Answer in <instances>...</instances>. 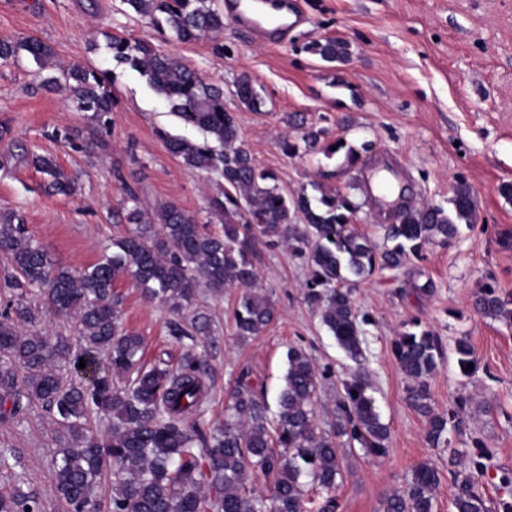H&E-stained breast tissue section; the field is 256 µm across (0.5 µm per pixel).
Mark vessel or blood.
Instances as JSON below:
<instances>
[{"label": "vessel or blood", "instance_id": "vessel-or-blood-1", "mask_svg": "<svg viewBox=\"0 0 512 512\" xmlns=\"http://www.w3.org/2000/svg\"><path fill=\"white\" fill-rule=\"evenodd\" d=\"M226 18L267 45L287 43L308 17L298 0H224Z\"/></svg>", "mask_w": 512, "mask_h": 512}]
</instances>
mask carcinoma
Segmentation results:
<instances>
[{
    "instance_id": "obj_1",
    "label": "carcinoma",
    "mask_w": 512,
    "mask_h": 512,
    "mask_svg": "<svg viewBox=\"0 0 512 512\" xmlns=\"http://www.w3.org/2000/svg\"><path fill=\"white\" fill-rule=\"evenodd\" d=\"M125 3L179 41L224 30V14L208 0ZM107 47L113 59L145 78L170 111L206 134L201 142L164 132L161 137L186 167L224 180L219 203L224 224L219 231L208 230L174 202L143 209L128 186L122 207L112 211V223L127 225L124 233L112 239L111 252L72 271L32 239L21 216L1 211L0 422L19 418L32 404L48 414L56 427L55 488L71 512H339L340 446L357 444L382 457L389 440L368 393L360 326L366 319H358L355 286L375 271L396 270L407 257L421 256L432 242L453 238L458 225L473 221V193L458 185L448 213L424 202L404 203L397 223L387 228L388 244L381 246L352 224L359 206L339 190L313 181L310 194L305 188L292 196L283 193L245 146L235 113L224 108V91L189 63L124 36H112ZM309 50L328 63L350 56L348 44L337 39L315 42ZM22 52L41 67L52 56L36 37L0 42L1 61ZM111 81L108 70L61 68L45 83L70 89L75 110L92 113L106 129L112 123ZM235 94L249 111L262 105L244 74L235 82ZM292 126L302 130L300 137L284 134L278 140L288 157H331L344 148L341 140L330 142L324 130L306 125L302 115ZM33 163L49 176V189L70 192L71 182L53 158L37 156ZM298 212L302 224L294 223ZM262 243L286 244L307 265L305 301L319 309L321 324L355 364L341 382L336 423L328 431L313 422L319 375L312 357L296 346L288 348L275 414H269L252 372L243 368L231 388L224 425L204 424L212 395L204 349L213 344L211 325L202 314L188 319L184 313L200 282L214 294L240 285L246 291L234 309L236 336L261 335L276 316L274 303L257 287ZM124 280L175 315L169 334L182 343L176 363L162 358L151 366L143 363V337L121 322L123 297L115 285ZM34 291L41 306L72 320L70 334L34 329L38 307L28 302ZM474 307L512 323V300L492 286L479 290ZM392 351L410 381V404L427 420V441L434 448L450 444L448 433L463 422L467 402L457 401L446 415L431 407L426 377L441 357L439 338L414 323L392 341ZM455 352L462 368L473 362L468 337L456 339ZM93 415L106 421L104 433L93 429ZM470 455L474 473L487 470L488 449L476 441ZM255 472L265 481L262 491L251 485ZM107 474L112 495L104 500L96 488ZM440 483L436 467L419 464L404 489L385 497L383 512H435ZM450 505L453 512H512V502L480 494L473 473H453ZM0 512H44V506L39 494L16 484L0 493Z\"/></svg>"
}]
</instances>
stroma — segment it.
Here are the masks:
<instances>
[{
  "mask_svg": "<svg viewBox=\"0 0 512 512\" xmlns=\"http://www.w3.org/2000/svg\"><path fill=\"white\" fill-rule=\"evenodd\" d=\"M299 2L310 22L287 44H259L228 21L217 38L225 49L219 55L213 41H178L124 0H0V41L33 36L53 51L43 67L24 54L0 61V210L17 211L34 240L72 270L98 261L122 234L112 210L121 205L127 181L135 184L142 207L173 201L199 223L222 224L212 202L222 197L223 181L184 166L164 141L168 134L199 140L202 131L185 125L139 73L113 60L107 49L113 35L181 58L223 88L224 106L237 114L243 141L280 190L296 194L319 172L329 173V186L359 204L358 229L375 240L394 223L395 209L374 198L373 171L386 170L407 198L447 211L457 183L466 182L476 206L473 224H460L449 241L427 245L422 259L374 273L356 286L355 306L371 319L364 327L367 365L371 393L389 427V452L374 457L358 447L345 451L347 470L336 494L341 512H381L383 499L404 489L419 463L434 464L443 474L471 471L467 450L478 440L491 453L477 479L479 490L494 500H512V485L500 481L512 472V326L473 307L476 293L488 284L499 295H512V0ZM328 38L348 42L347 63L332 66L309 52L310 43ZM60 67L111 71L108 131L74 110L69 91L42 87ZM243 74L263 101L259 111L242 108L234 94V81ZM296 113L360 152L358 163L346 166L341 153L329 159L284 155L276 136L290 131ZM56 129L69 131L84 151L50 139ZM35 153L56 159L74 184L71 195L45 193L44 176L31 163ZM257 269L277 317L255 339L243 342L234 334L241 289L197 291L192 310L210 318L214 337L208 356L214 387L205 420L223 423L229 387L244 366L268 403L276 404L293 344L305 348L324 375L315 423L327 428L350 361L304 300L307 269L301 260L284 246H264ZM116 288L123 296L124 325L145 341L146 362L179 355L166 307L144 300L130 282ZM413 321L443 345L444 356L427 380L434 411L446 413L462 397L468 401L464 426L451 437L460 451L453 467L447 452L427 441L426 420L411 407L409 381L391 351L392 340ZM464 335L474 348L466 372L454 351ZM55 446L54 427L40 406H30L20 421L0 423V449L20 452L25 463L18 478L0 466V491L20 479L41 496L45 512H65L55 491Z\"/></svg>",
  "mask_w": 512,
  "mask_h": 512,
  "instance_id": "obj_1",
  "label": "stroma"
}]
</instances>
